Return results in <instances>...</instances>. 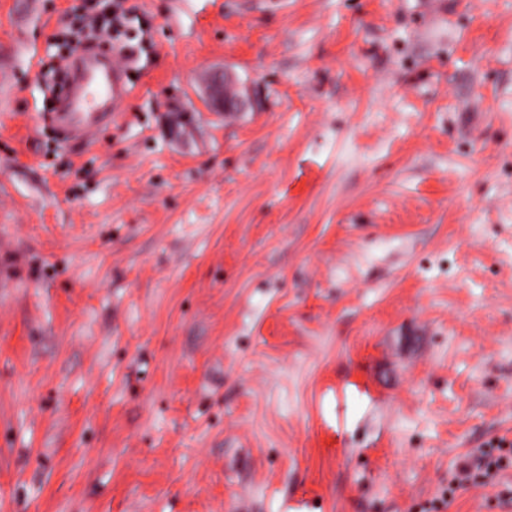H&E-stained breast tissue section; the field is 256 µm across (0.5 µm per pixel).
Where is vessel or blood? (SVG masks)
<instances>
[{
	"mask_svg": "<svg viewBox=\"0 0 512 512\" xmlns=\"http://www.w3.org/2000/svg\"><path fill=\"white\" fill-rule=\"evenodd\" d=\"M79 76L59 101L50 119L65 136L83 140L111 121L129 93L125 68L100 60L97 52L77 51Z\"/></svg>",
	"mask_w": 512,
	"mask_h": 512,
	"instance_id": "vessel-or-blood-1",
	"label": "vessel or blood"
}]
</instances>
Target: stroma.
Segmentation results:
<instances>
[{"instance_id": "obj_1", "label": "stroma", "mask_w": 512, "mask_h": 512, "mask_svg": "<svg viewBox=\"0 0 512 512\" xmlns=\"http://www.w3.org/2000/svg\"><path fill=\"white\" fill-rule=\"evenodd\" d=\"M83 2L0 0V512H424L512 442V0H125L64 141ZM122 3L121 0H95L96 14L84 19L81 27L70 30L64 26L67 39L63 61L76 53L66 67L77 63L79 76L60 99L56 112L50 113V119L69 138L84 140L102 124L111 122L128 96L122 64L116 59L104 62L96 51H77L84 41H98L99 47L101 42L109 40L112 29L121 25L125 18ZM229 88H234L238 92L235 96L227 94ZM248 99V91L241 86L236 77L225 70L215 74L207 99L208 105L216 111H227L231 109L242 108ZM504 446L502 441L497 448H475L459 460L448 482V499L468 485H496L499 474L511 465V449Z\"/></svg>"}]
</instances>
